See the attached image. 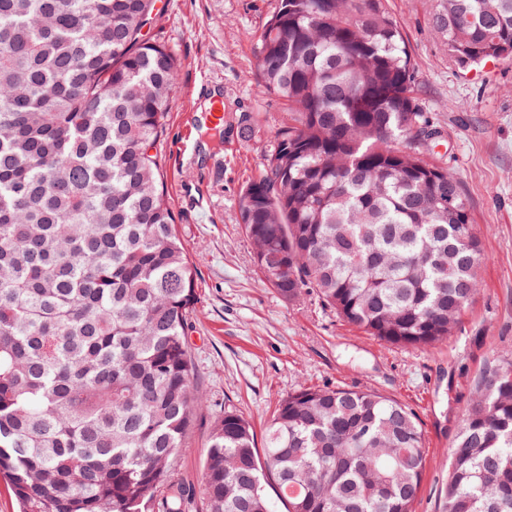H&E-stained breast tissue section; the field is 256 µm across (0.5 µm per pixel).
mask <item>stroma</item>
I'll use <instances>...</instances> for the list:
<instances>
[{"label":"stroma","instance_id":"obj_1","mask_svg":"<svg viewBox=\"0 0 512 512\" xmlns=\"http://www.w3.org/2000/svg\"><path fill=\"white\" fill-rule=\"evenodd\" d=\"M277 0H157L144 29L178 62L157 148L175 228L196 271L188 342L206 399L175 474L200 483L214 422L231 408L256 434L303 387L359 388L407 405L424 434L426 466L415 512H441L448 450L487 364L512 354V61L459 68L428 24L434 0H390L409 42L419 102L443 137L435 161L459 177L482 239L480 288L447 343L429 352L390 346L348 324L315 295L282 299L254 262L238 219L246 183L262 167L283 110L256 90L260 34ZM224 97L222 138L197 114ZM261 132L243 137V116Z\"/></svg>","mask_w":512,"mask_h":512}]
</instances>
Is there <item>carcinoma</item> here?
<instances>
[{"label": "carcinoma", "mask_w": 512, "mask_h": 512, "mask_svg": "<svg viewBox=\"0 0 512 512\" xmlns=\"http://www.w3.org/2000/svg\"><path fill=\"white\" fill-rule=\"evenodd\" d=\"M155 7L0 0V478L20 512H413L422 429L372 390L289 394L261 448L227 409L202 491L175 478L203 397L154 153L177 70L142 33ZM430 24L464 70L512 58V0H436ZM257 69L285 106L239 200L266 281L386 344L445 343L483 252L427 156L439 129L388 0H278ZM442 512H512V356L473 382Z\"/></svg>", "instance_id": "1"}]
</instances>
